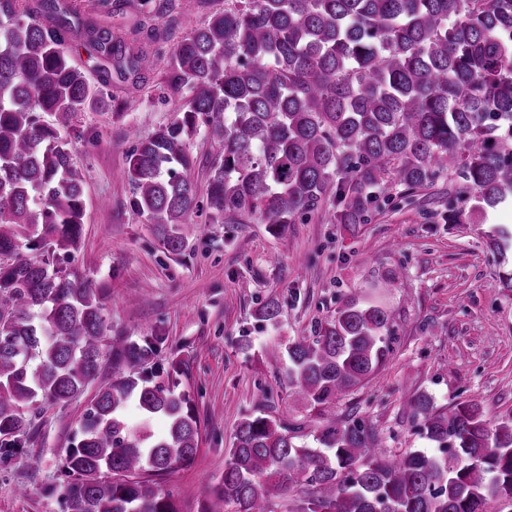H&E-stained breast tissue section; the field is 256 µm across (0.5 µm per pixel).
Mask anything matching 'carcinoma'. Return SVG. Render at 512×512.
Masks as SVG:
<instances>
[{
	"label": "carcinoma",
	"instance_id": "cac0c4a2",
	"mask_svg": "<svg viewBox=\"0 0 512 512\" xmlns=\"http://www.w3.org/2000/svg\"><path fill=\"white\" fill-rule=\"evenodd\" d=\"M168 17L133 52L112 29L84 23L63 0H0V452L21 447L38 399L74 401L101 371L99 292L77 273L31 262L28 250L74 251L82 238L84 176L63 131L99 108L112 69L178 98L174 118L135 139L130 205L179 252L207 211L215 224L282 230L313 219L369 223L372 214L439 181L445 222L480 224L512 199V0H224L184 35L172 0H140ZM82 40L101 60L96 83L68 50ZM217 147L205 194L191 179L192 139ZM489 245L512 248L494 225ZM394 269L346 294L310 336L265 352L288 363V387L318 413L316 447L259 412L237 426L206 512H492L512 505V414L475 403L446 410L426 393L409 417L437 453L387 452L374 425L336 404L367 385L394 352L384 296ZM255 314L275 326L273 300ZM152 341L112 337V380L78 417L65 455L66 512H181L144 474L190 463L199 443L191 399L145 368ZM134 402L157 436L132 431Z\"/></svg>",
	"mask_w": 512,
	"mask_h": 512
}]
</instances>
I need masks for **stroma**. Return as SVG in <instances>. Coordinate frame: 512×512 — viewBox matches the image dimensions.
I'll list each match as a JSON object with an SVG mask.
<instances>
[{
	"mask_svg": "<svg viewBox=\"0 0 512 512\" xmlns=\"http://www.w3.org/2000/svg\"><path fill=\"white\" fill-rule=\"evenodd\" d=\"M152 85L113 73L108 112H81L70 131L72 157L85 175L81 244L57 268L78 269L102 297L107 336L149 339L161 382L189 394L200 422L194 460L152 481L182 512H205L224 472L241 419L265 412L301 426L312 443L318 418L288 388L282 366L264 362L266 348L311 335L349 291L399 268V288L386 299L396 328L394 352L365 388L336 406L371 421L388 450L432 452L407 417L417 394L438 407L479 404L489 415L512 414V292L499 286L511 269L487 247L492 224H512V205L483 224H447L443 206L400 203L376 212L349 234L338 224H214L194 215L197 232L181 254L168 252L153 225L134 212L125 176L135 136L168 124L177 100ZM272 299L278 325L254 315ZM184 374H168L171 361ZM112 377L104 359L98 378L72 403L40 401L21 449L0 454V512H62L65 451L78 440V414Z\"/></svg>",
	"mask_w": 512,
	"mask_h": 512,
	"instance_id": "35a3bbf8",
	"label": "stroma"
}]
</instances>
